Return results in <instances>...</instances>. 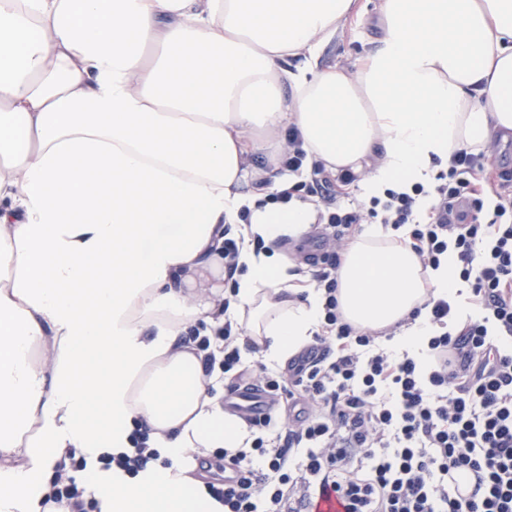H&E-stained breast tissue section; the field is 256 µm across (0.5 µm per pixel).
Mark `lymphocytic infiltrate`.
I'll return each instance as SVG.
<instances>
[{"instance_id": "1", "label": "lymphocytic infiltrate", "mask_w": 512, "mask_h": 512, "mask_svg": "<svg viewBox=\"0 0 512 512\" xmlns=\"http://www.w3.org/2000/svg\"><path fill=\"white\" fill-rule=\"evenodd\" d=\"M260 166L294 176L270 202L316 203L315 251L304 262L322 294L323 319L284 373L242 367L245 330L234 318L190 329L205 371L221 367L230 389L250 383L268 397L266 413L246 420L250 447L223 454L236 483L214 477L208 495L223 512H312L329 491L345 512H512V168L459 150L431 185L360 200L345 194L359 175L326 170L294 127L282 152ZM363 224L401 232L423 267L454 255L474 316L459 318L454 302L427 297L432 333L416 354L396 350L393 333L352 327L338 308L337 272ZM149 441L148 427L136 423L131 449L100 461L137 476L161 458ZM67 456L74 474L53 482L42 512L63 501L72 512L97 505L74 478L85 459L72 448ZM466 482L471 488L459 496Z\"/></svg>"}]
</instances>
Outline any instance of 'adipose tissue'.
I'll use <instances>...</instances> for the list:
<instances>
[{
    "instance_id": "adipose-tissue-1",
    "label": "adipose tissue",
    "mask_w": 512,
    "mask_h": 512,
    "mask_svg": "<svg viewBox=\"0 0 512 512\" xmlns=\"http://www.w3.org/2000/svg\"><path fill=\"white\" fill-rule=\"evenodd\" d=\"M357 0H0V512H41L67 449L100 512H217L183 460L249 436L183 336L224 323V230L251 224L232 310L270 363L320 328L295 261L256 250L317 220L269 203L247 155L296 126L366 195L429 183L452 153L512 138V0H380L381 35L353 70L321 63ZM452 261L423 269L373 224L346 246L339 309L363 331L400 327ZM102 414H95L94 405ZM172 467L101 468L135 421Z\"/></svg>"
}]
</instances>
